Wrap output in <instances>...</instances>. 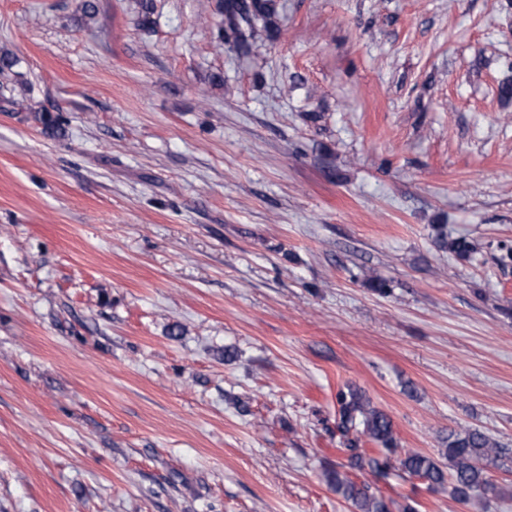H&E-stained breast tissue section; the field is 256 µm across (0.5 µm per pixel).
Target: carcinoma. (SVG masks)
I'll return each mask as SVG.
<instances>
[{"label": "carcinoma", "instance_id": "cac0c4a2", "mask_svg": "<svg viewBox=\"0 0 512 512\" xmlns=\"http://www.w3.org/2000/svg\"><path fill=\"white\" fill-rule=\"evenodd\" d=\"M215 10L221 15L216 40L218 45H230L242 55L256 49L255 31L263 25L270 40H275L278 29L271 25L275 14V0H216ZM152 0H141L139 27L148 32L153 28ZM39 121L53 135L64 132L61 115L43 113ZM435 244L456 257L467 260L474 246L465 237L450 238L444 225H434ZM336 431L340 435L342 453L346 457L345 471H331L328 482L333 485L358 512H389L383 497L372 491L374 485L386 483L394 475L407 474L424 481L431 489L448 486V494L459 502L478 499L484 503L507 495V487L488 474L490 465L501 466L509 459L507 449L485 435L470 428L451 429L441 439L443 448L435 458L410 448L399 447L393 422L388 414L373 407L357 388L346 386L336 393ZM378 446V455L372 456L361 446V438ZM356 470L370 476L357 482L350 477Z\"/></svg>", "mask_w": 512, "mask_h": 512}]
</instances>
